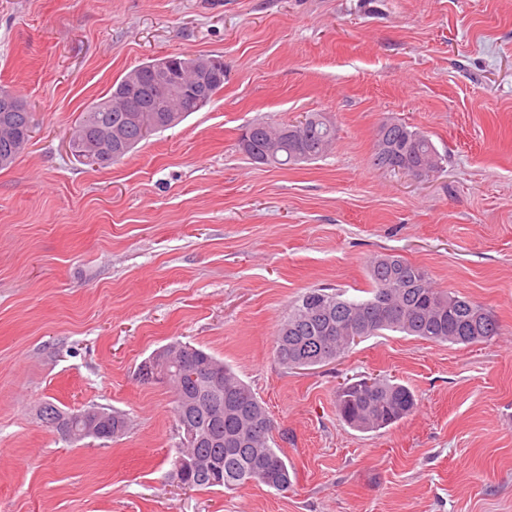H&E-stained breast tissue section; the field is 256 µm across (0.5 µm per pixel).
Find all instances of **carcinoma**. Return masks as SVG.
I'll list each match as a JSON object with an SVG mask.
<instances>
[{
    "label": "carcinoma",
    "mask_w": 512,
    "mask_h": 512,
    "mask_svg": "<svg viewBox=\"0 0 512 512\" xmlns=\"http://www.w3.org/2000/svg\"><path fill=\"white\" fill-rule=\"evenodd\" d=\"M213 60L215 76L204 91H196L187 75L168 85L184 115L224 88V60ZM140 77L129 84L121 77L108 95L94 103L76 122L71 133L72 155L87 161L98 154V138L107 128L122 130V139L112 146V156L99 158L106 165L121 160L147 139L143 124L156 130L168 128V113L159 111L160 89L155 61L138 66ZM16 95L0 89V168L11 166L27 149L34 127V113L8 105ZM137 108L143 122L132 123L126 107ZM336 142V130L324 112H310L305 126L296 131L290 123L256 121L239 137V149L254 163L281 168L314 162L328 156ZM442 156L429 136L399 118L388 116L376 129L369 164L376 170L406 168L416 176L441 170ZM370 287L359 297L333 288H308L289 306L279 325L274 356L287 369L314 367L335 361L350 350L351 337L362 339L387 332L452 345L489 342L500 334L496 315L471 298L435 286L429 273L396 253L375 256L366 271ZM174 364L167 367L170 382L177 387L175 420L205 436L194 448H180L179 457L196 461L184 471L181 483L188 487L235 489L263 485L277 493L293 486L294 471L275 443V424L264 403L234 371L209 352L179 343ZM222 379L220 389L208 379ZM417 396L407 386L384 378L346 382L336 391V410L342 421L361 432H376L409 415ZM100 409L91 406L79 413L75 426L64 434L70 442L83 440L87 426L98 430V440L107 442L123 435L125 414L112 411V422L102 423ZM65 414L52 402L42 403L38 419L49 428Z\"/></svg>",
    "instance_id": "carcinoma-1"
}]
</instances>
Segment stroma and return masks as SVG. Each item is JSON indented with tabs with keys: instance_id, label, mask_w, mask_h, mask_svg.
Masks as SVG:
<instances>
[{
	"instance_id": "stroma-1",
	"label": "stroma",
	"mask_w": 512,
	"mask_h": 512,
	"mask_svg": "<svg viewBox=\"0 0 512 512\" xmlns=\"http://www.w3.org/2000/svg\"><path fill=\"white\" fill-rule=\"evenodd\" d=\"M223 57L224 88L122 160L77 161L78 116L133 67ZM0 87L30 105L0 169V512H512V0H0ZM324 112L334 152L294 169L238 147L256 120ZM393 115L439 173L372 169ZM396 253L499 319V336H372L287 369L274 339L313 287L366 288ZM229 364L265 403L294 468L279 494L181 485L174 395L139 377L173 341ZM381 375L418 397L376 432L340 421L336 387ZM124 412L100 447L43 426ZM101 410L98 409L96 406H91L80 413H73L79 415V420L75 423L74 428H69L67 433H62L56 429V423L60 419L64 420V422H68L67 419H64L62 417L63 414H69L66 411H63L59 409L54 403L52 402H43L38 410H37V417L38 419L45 424V426L56 429L58 432H60L65 440H68L69 442H79L83 440L82 432L84 429L90 425L95 427L98 430L99 437L95 438L99 441H103V444L105 442L112 440L114 438H117L121 435H123L128 427V421L125 416V414L112 410L111 415H102V419L107 420L111 423H102L99 422L100 418L98 417V413ZM62 417V418H61ZM55 430V431H56Z\"/></svg>"
}]
</instances>
